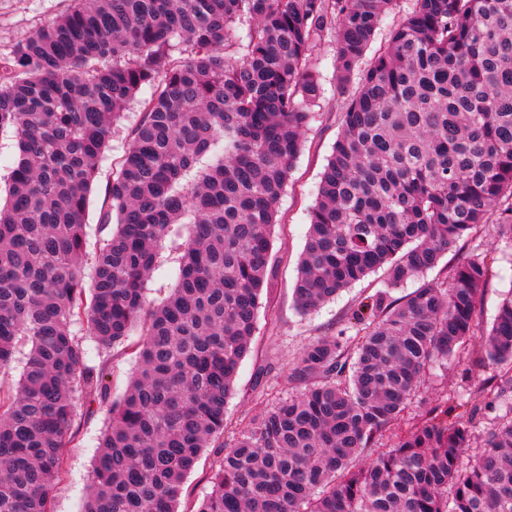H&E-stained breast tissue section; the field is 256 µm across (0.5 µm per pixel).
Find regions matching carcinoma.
<instances>
[{"label":"carcinoma","instance_id":"obj_1","mask_svg":"<svg viewBox=\"0 0 512 512\" xmlns=\"http://www.w3.org/2000/svg\"><path fill=\"white\" fill-rule=\"evenodd\" d=\"M397 2L73 0L0 61V131L16 147L0 203V372L30 346L18 382L0 381V512H55L76 420L96 402L109 422L82 512H179L207 448L211 491L194 512H512V290L468 357L471 371L499 368L481 403L441 400L400 427L433 364L480 330L484 289L512 253V0H411L361 68ZM332 31L340 92L359 81L309 211L298 309L380 269L389 288L422 277L484 224L494 245L403 298L361 302L302 350L296 395L256 408L228 445L278 204L322 98L310 54ZM144 87L100 212L99 231L116 228L89 257L99 165ZM176 224L189 225L176 285L150 300ZM119 346L137 367L112 400ZM486 409L498 415L475 449Z\"/></svg>","mask_w":512,"mask_h":512}]
</instances>
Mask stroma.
Returning <instances> with one entry per match:
<instances>
[{"label":"stroma","instance_id":"obj_1","mask_svg":"<svg viewBox=\"0 0 512 512\" xmlns=\"http://www.w3.org/2000/svg\"><path fill=\"white\" fill-rule=\"evenodd\" d=\"M72 3L73 0H0V60L8 57L17 43L65 13ZM336 50V36L331 33L312 54V66L322 85L323 97L304 130L303 150L294 163L279 203V222L273 231V276L268 290L270 310L259 316L254 350L241 362L236 394L226 406L224 439L228 442L257 403H273L295 393L289 374L304 347L317 338L335 336L362 299L386 289V277L378 272L311 313H301L295 302L298 267L308 238V211L316 200L321 173L339 133V116L345 100L336 85ZM139 112L136 105L127 110L122 121L124 131L136 123ZM124 131L113 137L90 196L88 247L92 250L100 239L99 214L106 184L114 163L127 147ZM186 236V227L177 224L163 241L158 263L147 282L149 299H161L174 287L179 246ZM416 286V281L410 280L403 287L386 290L396 299ZM270 363L275 366V377L270 382H261L262 371ZM481 378V372H468L466 361L445 363L430 372L422 398L430 402L445 395L453 400L469 395ZM107 423L106 406L95 404L82 411L76 422L75 445L68 451L66 474L55 492V512H81L98 439Z\"/></svg>","mask_w":512,"mask_h":512}]
</instances>
